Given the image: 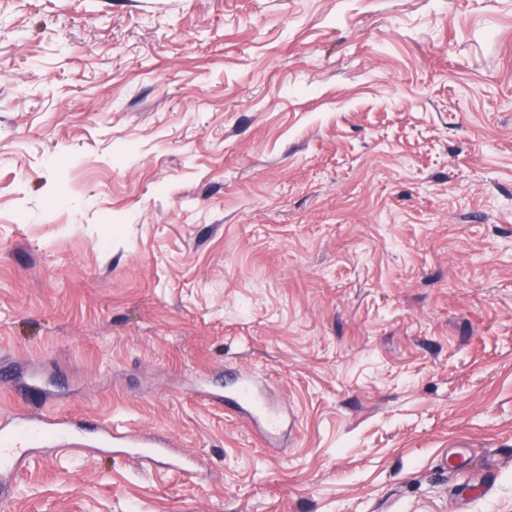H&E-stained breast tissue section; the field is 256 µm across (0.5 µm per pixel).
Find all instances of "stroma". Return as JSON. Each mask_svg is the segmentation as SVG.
<instances>
[{
    "label": "stroma",
    "mask_w": 512,
    "mask_h": 512,
    "mask_svg": "<svg viewBox=\"0 0 512 512\" xmlns=\"http://www.w3.org/2000/svg\"><path fill=\"white\" fill-rule=\"evenodd\" d=\"M3 370L209 471L0 512H512V0H0ZM224 408L237 413H247L262 419L270 429L276 428L278 417L268 408L253 380L239 374L224 385Z\"/></svg>",
    "instance_id": "35a3bbf8"
}]
</instances>
